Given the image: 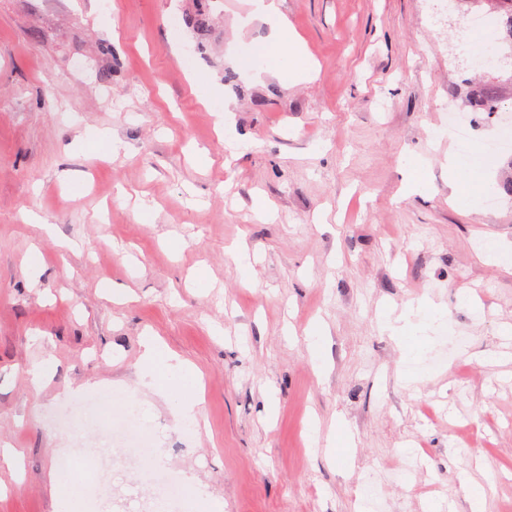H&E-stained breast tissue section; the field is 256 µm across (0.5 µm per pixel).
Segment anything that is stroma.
Returning <instances> with one entry per match:
<instances>
[{
    "label": "stroma",
    "instance_id": "stroma-1",
    "mask_svg": "<svg viewBox=\"0 0 512 512\" xmlns=\"http://www.w3.org/2000/svg\"><path fill=\"white\" fill-rule=\"evenodd\" d=\"M189 4L0 0V447L21 454L18 470L0 465V512H64L47 482L65 448L84 459L85 512H155L160 494L106 439L126 419L161 470L223 505L192 498L184 512H355L363 492L388 512L428 499L468 512L472 486L487 512H512V270L480 255L488 237L512 248V197L456 201L441 135L447 109L470 111L493 83L501 109L476 113L470 137L494 138L512 116V66L456 56L424 0H275L317 75L286 87L243 74L234 89L225 54L250 52L266 26L235 33L248 4L224 0L209 53L193 55ZM190 67L231 100L225 125ZM93 128L129 153L81 145ZM408 154L424 192L406 191ZM239 240L255 254L247 277L226 252ZM421 303L466 342L435 365L429 327L408 370L385 325ZM316 328L322 372L306 341ZM148 334L201 373L200 435L172 415L193 385L167 401L140 385ZM49 355L56 374L31 392L27 371ZM67 384L86 401L124 392L136 415L66 423ZM311 420L345 446H309ZM413 453L409 480L368 481Z\"/></svg>",
    "mask_w": 512,
    "mask_h": 512
}]
</instances>
